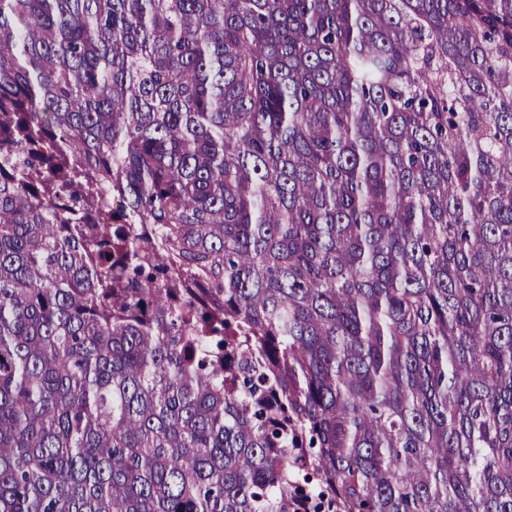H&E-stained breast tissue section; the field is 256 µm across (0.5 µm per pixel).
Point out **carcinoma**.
Segmentation results:
<instances>
[{
    "instance_id": "carcinoma-1",
    "label": "carcinoma",
    "mask_w": 512,
    "mask_h": 512,
    "mask_svg": "<svg viewBox=\"0 0 512 512\" xmlns=\"http://www.w3.org/2000/svg\"><path fill=\"white\" fill-rule=\"evenodd\" d=\"M0 512H512V0H0Z\"/></svg>"
}]
</instances>
